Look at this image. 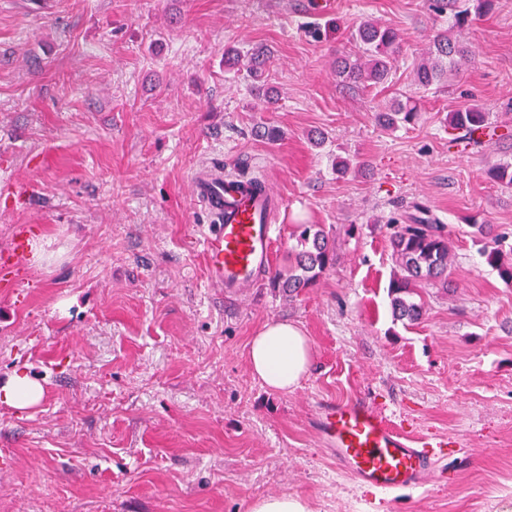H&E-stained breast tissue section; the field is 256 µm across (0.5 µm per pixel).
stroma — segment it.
<instances>
[{"mask_svg": "<svg viewBox=\"0 0 512 512\" xmlns=\"http://www.w3.org/2000/svg\"><path fill=\"white\" fill-rule=\"evenodd\" d=\"M306 2L0 0V252L22 233L31 252L0 286V381L43 387L36 405L0 404V512H247L285 492L311 512H512V284L472 230L512 236V187L485 176L512 142L448 143L449 113L471 104L512 127V0L473 21L471 63L424 93L414 64L441 27L427 0ZM363 19L396 28L399 49L388 85L352 92L335 62ZM230 45L266 52L259 76L225 70ZM412 92L418 122L378 127ZM212 162L281 200L268 268L232 295L209 282L191 194ZM415 203L447 224L458 287L427 289L410 324L392 317L385 221ZM301 223L335 233L337 260L291 299L270 282ZM283 319L312 363L278 394L247 352ZM331 400L446 440L424 485L339 471L315 431Z\"/></svg>", "mask_w": 512, "mask_h": 512, "instance_id": "stroma-1", "label": "stroma"}]
</instances>
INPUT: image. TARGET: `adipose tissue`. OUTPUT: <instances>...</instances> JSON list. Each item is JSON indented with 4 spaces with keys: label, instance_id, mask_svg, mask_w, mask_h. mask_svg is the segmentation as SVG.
<instances>
[{
    "label": "adipose tissue",
    "instance_id": "1",
    "mask_svg": "<svg viewBox=\"0 0 512 512\" xmlns=\"http://www.w3.org/2000/svg\"><path fill=\"white\" fill-rule=\"evenodd\" d=\"M310 367L309 339L296 324L265 323L250 340L248 368L253 378L276 393L294 390Z\"/></svg>",
    "mask_w": 512,
    "mask_h": 512
}]
</instances>
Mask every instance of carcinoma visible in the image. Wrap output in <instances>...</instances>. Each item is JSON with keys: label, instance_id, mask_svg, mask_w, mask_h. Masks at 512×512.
<instances>
[{"label": "carcinoma", "instance_id": "1", "mask_svg": "<svg viewBox=\"0 0 512 512\" xmlns=\"http://www.w3.org/2000/svg\"><path fill=\"white\" fill-rule=\"evenodd\" d=\"M493 0H429V9L437 16L448 15V28L437 31L425 57L417 65L415 85L428 90L459 70L470 57L461 31L472 21L487 13ZM351 38L357 46L352 55L336 59V75L351 87L365 90L384 85L391 78L395 55L399 48L397 30L387 24L368 19L361 21ZM263 64V56L243 47L224 49V67L231 70L245 67L255 74ZM419 108L412 96L400 99L377 113L378 125L394 131L415 123ZM491 126L490 113L473 106L448 115V127L458 135L482 144L480 137ZM488 180L512 186V162L504 161L486 173ZM393 229L390 246L400 273L390 283L391 307L398 321L417 322L423 313V304L415 296L428 287L448 291L452 281L448 273V226L433 217L430 210L414 207L406 215H392L386 220ZM475 234L482 243L480 256L495 270L500 279L512 284V244L497 234L491 224H474ZM296 240L293 264L288 274H278L271 280L272 288L292 298L307 288L314 287L323 274L336 265V239L321 224H296L292 233Z\"/></svg>", "mask_w": 512, "mask_h": 512}]
</instances>
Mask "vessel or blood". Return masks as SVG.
Returning a JSON list of instances; mask_svg holds the SVG:
<instances>
[{
    "mask_svg": "<svg viewBox=\"0 0 512 512\" xmlns=\"http://www.w3.org/2000/svg\"><path fill=\"white\" fill-rule=\"evenodd\" d=\"M192 180L195 199L210 218L202 231L210 283L229 291L251 286L270 262L271 194L247 180L225 177L219 166L196 170ZM315 430L337 468L368 487H419L436 463L431 439L405 436L358 401L321 404Z\"/></svg>",
    "mask_w": 512,
    "mask_h": 512,
    "instance_id": "vessel-or-blood-1",
    "label": "vessel or blood"
}]
</instances>
